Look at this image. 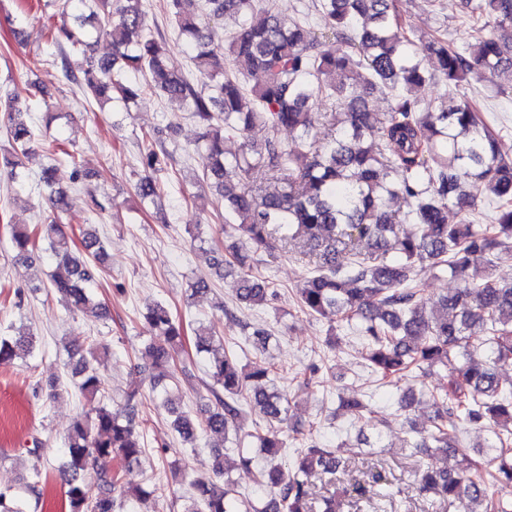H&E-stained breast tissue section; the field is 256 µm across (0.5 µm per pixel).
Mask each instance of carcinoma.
Instances as JSON below:
<instances>
[{
	"instance_id": "carcinoma-1",
	"label": "carcinoma",
	"mask_w": 512,
	"mask_h": 512,
	"mask_svg": "<svg viewBox=\"0 0 512 512\" xmlns=\"http://www.w3.org/2000/svg\"><path fill=\"white\" fill-rule=\"evenodd\" d=\"M74 3L83 6L73 15L74 26H46L65 79L101 106H127L145 86L128 82L126 74H151L154 87L201 125L194 152L210 188L224 197L225 223L270 258L294 255L311 269L297 290L301 310L330 322L356 321L367 341V360L385 383H400L416 369L445 368L443 382L426 401L427 424L410 428L407 451L413 457L434 449L455 459L442 469L417 468L419 493L457 500L464 512H512V501L500 495L501 488L512 487V386L502 385L497 373L512 366V283L489 276L477 282L469 273L477 253L512 252V148L490 129L476 101L451 96L433 109L414 97L418 87L439 78L457 91L474 73L498 79L497 93L511 92L512 0H465L474 22L472 43L457 50L434 41L420 52L406 29L401 0H315L324 27L355 48L340 54L319 51L304 23L284 27L276 0L261 7L254 0H207L210 17L241 18L239 30L222 44L199 17L182 10V0H166L165 10L192 50L200 88L164 69L166 42L151 32L142 0H65L67 6ZM102 35L112 43V57L95 61ZM248 75L260 80L249 85ZM379 92L391 97L385 112L371 104ZM319 101L331 110L315 111ZM0 112L14 151L4 159L13 181L23 159L35 154V132L27 121L31 105L14 90L0 94ZM320 125L328 126L321 135ZM281 129L295 134L294 145L278 138ZM257 131L264 132L259 141ZM235 138L239 145L232 151L227 143ZM171 160L159 138L143 147V175L135 185L142 201L158 194V175L168 171ZM256 172L279 190L251 184ZM42 179L49 192L41 224L13 227L16 257L32 260L36 239L47 237L58 261L49 288L69 309L100 311L90 285L105 262L104 248L91 229L77 242L62 231L59 215L68 207V195L54 186L52 169H44ZM470 179L496 201L491 224L468 219L477 206V197L463 190ZM396 198L407 205L402 215L391 209ZM450 212L460 216L457 223H448ZM405 222L420 230L405 232ZM418 267L446 270L460 282L454 293L433 302L429 313L413 279ZM234 295L240 304L265 306L270 288L243 271ZM144 318L163 341L144 346L140 369L151 391L161 395L176 381L173 365L186 342L185 328L160 302L148 304ZM70 346L87 351L72 369L74 391L99 398V405L76 417L66 437L61 471L68 512H116L126 499L145 503L152 491L131 478L145 453L142 389L128 387L122 402L112 405L105 379L89 361L101 343L74 339ZM194 346L209 355L208 390L215 404L198 415L170 408L172 428L184 443L194 442L200 431L234 435L239 465L256 469L255 486L269 500L258 507L242 495L216 449L210 469L220 484L191 481L182 512H344L336 494L315 498L311 488V479L341 466L334 449L304 442L291 466L276 463L290 408L273 386L276 367L264 358L241 364L225 351L223 340L203 329ZM35 349V337L15 328L0 336V366ZM318 372L315 364L304 367L296 375L298 388L309 389ZM244 401L269 428L247 429ZM343 407L376 428L374 410L360 400ZM464 423L486 429L493 457L474 461L459 448ZM253 448L264 455L265 466L255 467ZM112 458L123 460L125 472L107 468ZM89 470L95 473L91 487L85 482ZM46 479L32 465L22 477L24 491L39 496ZM29 508L22 496L0 490V512Z\"/></svg>"
}]
</instances>
